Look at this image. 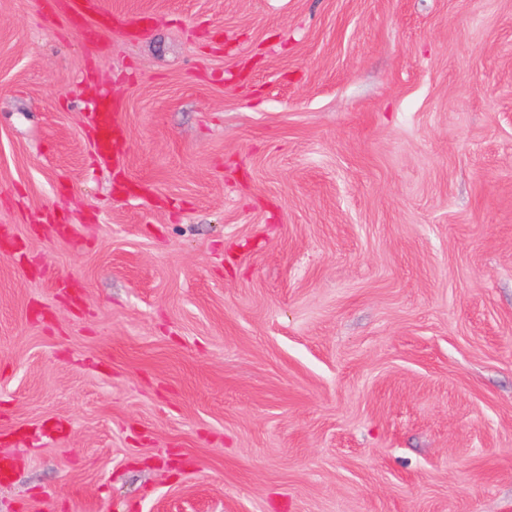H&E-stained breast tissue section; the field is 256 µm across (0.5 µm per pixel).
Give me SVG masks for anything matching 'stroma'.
Here are the masks:
<instances>
[{
    "mask_svg": "<svg viewBox=\"0 0 512 512\" xmlns=\"http://www.w3.org/2000/svg\"><path fill=\"white\" fill-rule=\"evenodd\" d=\"M104 7L0 0V512H512V0ZM92 123L97 129L98 159L104 164L120 161L119 140L115 134V113L112 112V98L100 100L97 112L92 115Z\"/></svg>",
    "mask_w": 512,
    "mask_h": 512,
    "instance_id": "stroma-1",
    "label": "stroma"
}]
</instances>
